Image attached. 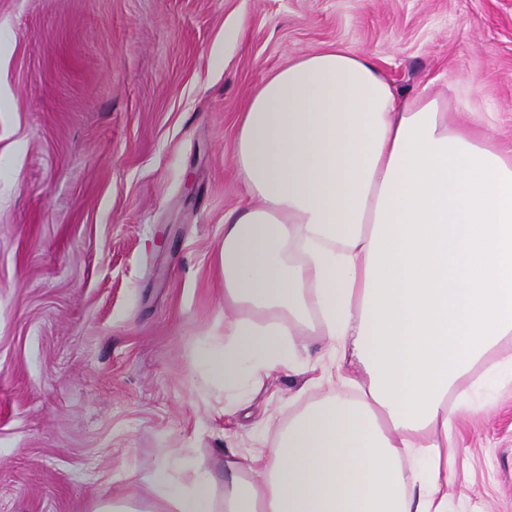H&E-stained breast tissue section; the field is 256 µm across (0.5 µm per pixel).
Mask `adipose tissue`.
Returning a JSON list of instances; mask_svg holds the SVG:
<instances>
[{"label": "adipose tissue", "instance_id": "1", "mask_svg": "<svg viewBox=\"0 0 512 512\" xmlns=\"http://www.w3.org/2000/svg\"><path fill=\"white\" fill-rule=\"evenodd\" d=\"M233 162L253 203L224 219V327L199 365L228 415L282 371L323 394L272 448L227 450L223 494L179 456L93 512H448L457 412L512 368V147L329 46L252 93Z\"/></svg>", "mask_w": 512, "mask_h": 512}]
</instances>
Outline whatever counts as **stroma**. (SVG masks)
<instances>
[{"mask_svg": "<svg viewBox=\"0 0 512 512\" xmlns=\"http://www.w3.org/2000/svg\"><path fill=\"white\" fill-rule=\"evenodd\" d=\"M328 45L512 140V0H0V512H90L173 448L220 481L226 445L274 441L297 378L228 421L197 361L238 114ZM473 397L449 512H512V387Z\"/></svg>", "mask_w": 512, "mask_h": 512, "instance_id": "35a3bbf8", "label": "stroma"}]
</instances>
